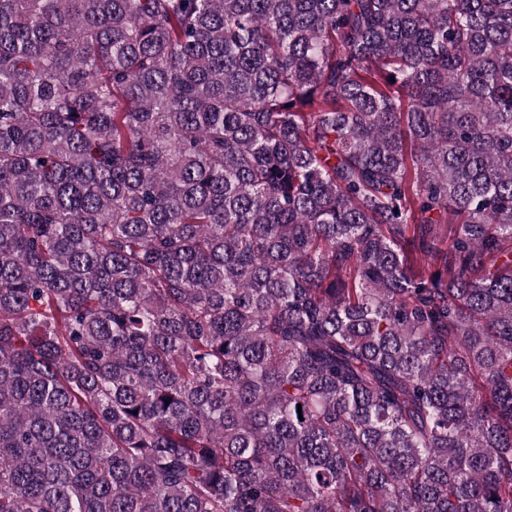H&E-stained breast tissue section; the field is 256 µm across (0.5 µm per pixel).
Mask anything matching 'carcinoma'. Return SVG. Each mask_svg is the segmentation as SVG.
Returning a JSON list of instances; mask_svg holds the SVG:
<instances>
[{"label":"carcinoma","mask_w":512,"mask_h":512,"mask_svg":"<svg viewBox=\"0 0 512 512\" xmlns=\"http://www.w3.org/2000/svg\"><path fill=\"white\" fill-rule=\"evenodd\" d=\"M0 512H512V0H0Z\"/></svg>","instance_id":"obj_1"}]
</instances>
